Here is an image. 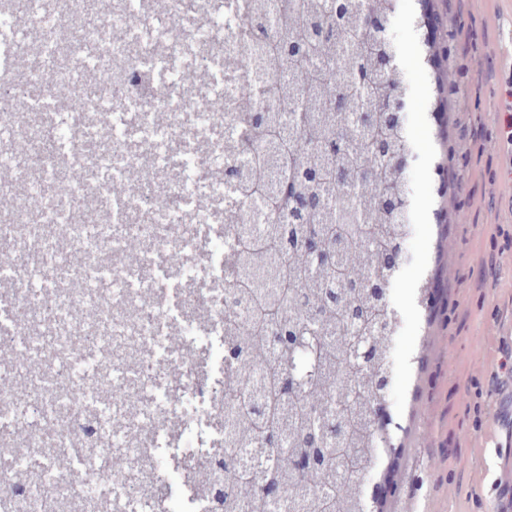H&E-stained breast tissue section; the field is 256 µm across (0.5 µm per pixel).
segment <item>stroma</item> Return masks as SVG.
Instances as JSON below:
<instances>
[{
	"instance_id": "35a3bbf8",
	"label": "stroma",
	"mask_w": 512,
	"mask_h": 512,
	"mask_svg": "<svg viewBox=\"0 0 512 512\" xmlns=\"http://www.w3.org/2000/svg\"><path fill=\"white\" fill-rule=\"evenodd\" d=\"M454 31L434 29L435 41L470 50L462 107L434 120L447 140L419 139L417 109L409 122L416 139L409 170L418 222L428 248L400 286L431 280L428 308H409L415 328L408 378L397 416V449L384 470L411 496L413 512H496L512 494V458L499 443L496 385L512 353V182L505 156L493 150L497 111L506 108L502 81L512 74V0H453ZM447 155L459 176L440 183L434 167Z\"/></svg>"
}]
</instances>
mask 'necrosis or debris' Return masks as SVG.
Masks as SVG:
<instances>
[{"label": "necrosis or debris", "mask_w": 512, "mask_h": 512, "mask_svg": "<svg viewBox=\"0 0 512 512\" xmlns=\"http://www.w3.org/2000/svg\"><path fill=\"white\" fill-rule=\"evenodd\" d=\"M0 0V512H224V142L239 85L209 77L235 44L239 0ZM180 37H172V28ZM198 86H186L179 59ZM52 70L69 96L42 80ZM167 113L156 126V113ZM81 157L84 178L57 189ZM113 227H60L78 198ZM143 245L126 255L129 239ZM108 269L109 288L93 284ZM23 378V390L12 379ZM121 456L125 468L111 469Z\"/></svg>", "instance_id": "4bbe7bcc"}]
</instances>
